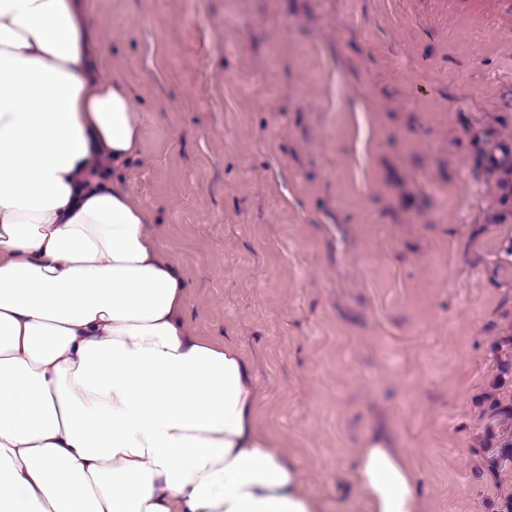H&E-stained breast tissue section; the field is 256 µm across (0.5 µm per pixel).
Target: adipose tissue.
<instances>
[{
	"mask_svg": "<svg viewBox=\"0 0 512 512\" xmlns=\"http://www.w3.org/2000/svg\"><path fill=\"white\" fill-rule=\"evenodd\" d=\"M102 63L78 0H0V512H327L257 426L240 349L186 326ZM349 478L366 512H419L384 437Z\"/></svg>",
	"mask_w": 512,
	"mask_h": 512,
	"instance_id": "obj_1",
	"label": "adipose tissue"
}]
</instances>
